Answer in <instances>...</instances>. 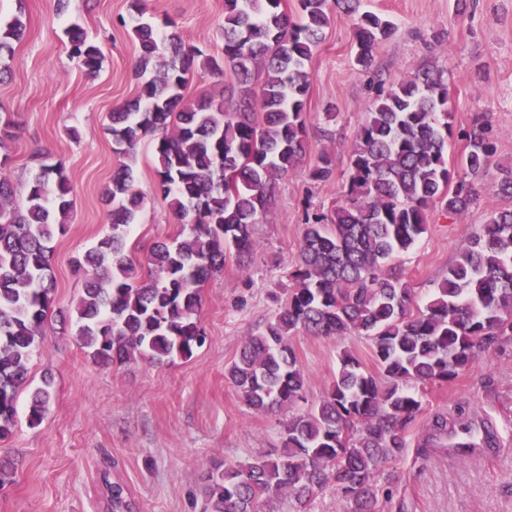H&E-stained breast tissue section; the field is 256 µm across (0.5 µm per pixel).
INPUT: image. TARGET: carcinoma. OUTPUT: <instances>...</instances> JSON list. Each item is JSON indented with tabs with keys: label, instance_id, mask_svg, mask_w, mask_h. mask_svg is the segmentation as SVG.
<instances>
[{
	"label": "carcinoma",
	"instance_id": "1",
	"mask_svg": "<svg viewBox=\"0 0 512 512\" xmlns=\"http://www.w3.org/2000/svg\"><path fill=\"white\" fill-rule=\"evenodd\" d=\"M298 6L295 21L282 0H224V52L217 58L185 45L172 21L158 31L142 19V0H133L137 93L113 109L108 132L121 156L147 137L154 141L157 186L181 231L154 244L148 274L138 275L127 240L143 196L130 165L114 171L106 194L111 234L77 262L85 273L77 336L100 363H163L203 346L201 283L231 255L244 266L255 247L252 226L266 214L278 180L306 156L308 62L331 16L352 20L365 68L393 29L388 19L360 11V0H298ZM24 33L22 14L0 19V82L10 75L8 61ZM68 36L71 60L97 73L100 48L78 29ZM160 41L168 45L166 58L158 53ZM197 58L218 78L230 72L241 100L256 103L258 112H233L212 96L185 100L181 90ZM454 135L442 71L419 69L375 86L350 147L344 199L308 219L292 273L296 287L224 377L258 412L306 401L307 380L288 343L300 330L369 340L379 374L343 351L328 392L282 423L277 453L208 474L206 512H267L273 501L285 505L282 512H308L313 495L328 486L347 512H379L378 473L403 457L425 388L456 380L478 353L512 341V208L476 229L422 304L404 275L387 267L426 232L433 209L457 216L476 200L474 181L492 164L494 147L476 120L463 132L465 152L454 167L448 163ZM10 138L0 128V439L16 425L17 394L54 303L51 243L65 229L73 192L62 163L41 164L19 204L7 174ZM498 169L492 188L512 199V165ZM332 174L324 153L308 177L327 182ZM50 388L46 381L32 394L33 427L42 422ZM422 447H448L447 418L435 417ZM105 487L110 512H133L121 484L107 480Z\"/></svg>",
	"mask_w": 512,
	"mask_h": 512
}]
</instances>
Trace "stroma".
<instances>
[{
	"label": "stroma",
	"instance_id": "obj_1",
	"mask_svg": "<svg viewBox=\"0 0 512 512\" xmlns=\"http://www.w3.org/2000/svg\"><path fill=\"white\" fill-rule=\"evenodd\" d=\"M156 27L174 20L187 44L210 54L224 45V0H144ZM364 9L389 19L393 31L373 52L370 70L355 61L353 24L335 17L308 65L307 155L298 172L280 181L267 214L252 228L255 248L245 266L227 260L201 286L206 340L190 359L171 364L142 360L104 368L81 347L74 305L83 288L78 258L109 234L102 201L113 171L130 164L144 197L129 243L144 257L157 241L180 231L159 192L152 140L128 158L114 153L110 114L132 98L139 45L130 25L129 0H0V18L22 14L26 32L0 83V123L11 121L9 172L17 199L39 159L62 161L73 184L74 207L65 230L52 241L55 301L40 346L30 362V389L18 401L13 434L0 440V457L17 473L0 488V512H106L105 481L124 485L137 512H204L210 471L280 448L287 411L260 414L224 377L249 337L264 330L284 303L304 234L305 214L330 211L347 182L349 149L374 94L373 81H394L425 65L448 79L455 129L487 122L495 162L512 163V0H362ZM80 25L103 53L91 76L69 57L66 29ZM334 159L325 184L308 177L322 153ZM477 201L462 215H432L418 243L399 263L417 301L445 276L469 236L490 215L512 207L480 178ZM307 378V399L331 386L343 351L376 371L369 342L290 336ZM51 379L53 397L42 423L30 427L31 388ZM424 410L407 433L408 448L379 482L391 494L381 512H512V342L479 354L455 381L427 389ZM461 420L466 429L489 430L477 458L425 452L423 439L435 416Z\"/></svg>",
	"mask_w": 512,
	"mask_h": 512
}]
</instances>
